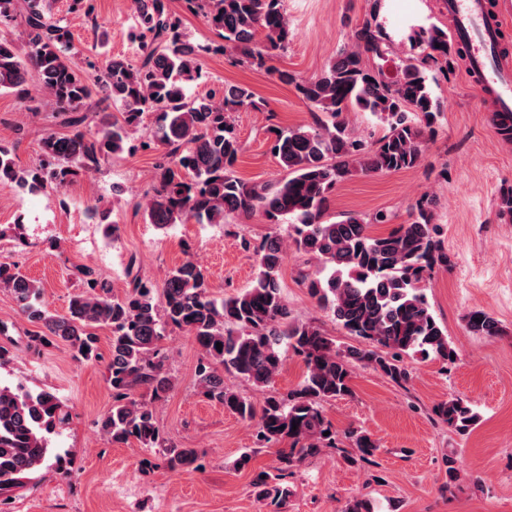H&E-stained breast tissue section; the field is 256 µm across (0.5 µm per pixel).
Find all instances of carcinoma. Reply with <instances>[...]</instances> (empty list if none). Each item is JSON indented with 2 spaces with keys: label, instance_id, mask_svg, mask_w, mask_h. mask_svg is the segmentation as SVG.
Segmentation results:
<instances>
[{
  "label": "carcinoma",
  "instance_id": "obj_1",
  "mask_svg": "<svg viewBox=\"0 0 512 512\" xmlns=\"http://www.w3.org/2000/svg\"><path fill=\"white\" fill-rule=\"evenodd\" d=\"M131 37L141 55L133 60L113 56L102 66L72 59V35L62 21L47 15L44 0H0V24L19 22L18 38L0 35V91L31 102L29 72L53 99L67 134L50 133L40 142L39 169L16 170L10 153L0 148V183L15 182L37 192L46 183L69 187L80 171L96 169L111 154L122 152L145 113L155 115L151 136L139 142L159 150L154 195L146 214L160 229L195 220L222 224L233 213H260L272 224L291 223L293 248L318 262L302 275L309 296L331 314L349 336L366 342L346 351L321 327L288 319L280 272L286 249L273 236L257 249L256 273L249 287L228 298L213 296L204 270L186 259L169 271L163 287L135 274L122 296L91 266L78 269L82 290L59 315L44 305L41 287L15 265L0 264V289L8 291L24 318L37 327L29 346L66 343L75 359L93 361L98 352L96 330L110 331L106 368L112 405L97 421L99 432L114 443L136 442L144 452L141 471L149 473L162 460L171 471L198 470L195 448L166 444L154 402L173 387L160 346L168 332L185 330L202 350L196 382L210 401L250 422L259 418L257 440L263 446L288 444L276 472H259L252 486L258 501L286 502L288 470L325 448L336 445V431L323 405L352 395L353 364L370 367L402 384L410 373L403 357L419 353L448 364L454 349L432 313L423 288L432 269L448 266V254L436 239L434 199L423 196L413 207L411 222L384 236L370 232L372 221L348 214L325 219L330 195L352 173H387L417 167L426 137L443 112L433 96L427 65H448L452 44L436 26L409 36L410 52L399 58L397 74L369 68L364 58L385 60L386 37L377 23L379 0L370 17L352 31L342 48L317 75L296 84L315 112L313 123L274 130L273 149L286 177L271 184L249 183L235 175L242 144L228 113L259 108L253 92L224 85L214 96L190 99L186 86L202 78V54L231 52L242 63L262 66L290 41L283 0H183L190 13H203L221 39L197 44L181 29V19L167 0H133ZM120 106L119 115L90 128L87 107L93 100ZM370 113L382 134L369 142L350 126L348 112ZM496 133L512 142V113H493ZM469 333L495 336L499 322L476 309L466 316ZM222 348H216V344ZM304 360L302 382L285 396H268L261 408L224 384V375L268 386L283 363V350ZM448 429L465 435L480 421L471 403L450 397L434 407ZM69 423V407L56 395L18 385H0V505L10 499L49 460V436ZM329 435H324V432ZM346 438L363 462L378 445L365 431L352 428ZM341 512H378L370 498L354 497Z\"/></svg>",
  "mask_w": 512,
  "mask_h": 512
}]
</instances>
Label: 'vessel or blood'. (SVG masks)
<instances>
[{
	"label": "vessel or blood",
	"mask_w": 512,
	"mask_h": 512,
	"mask_svg": "<svg viewBox=\"0 0 512 512\" xmlns=\"http://www.w3.org/2000/svg\"><path fill=\"white\" fill-rule=\"evenodd\" d=\"M452 33L466 49L470 69L479 76L485 112H512V63L502 57L512 21L491 13L487 0H446Z\"/></svg>",
	"instance_id": "vessel-or-blood-1"
}]
</instances>
